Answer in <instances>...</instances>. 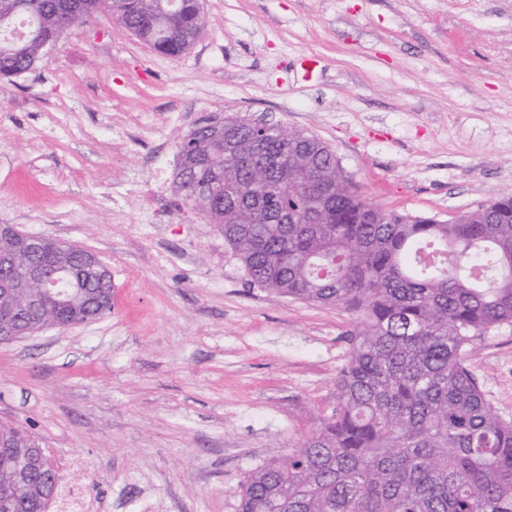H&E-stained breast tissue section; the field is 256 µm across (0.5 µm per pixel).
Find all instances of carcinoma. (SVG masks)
I'll return each instance as SVG.
<instances>
[{"mask_svg":"<svg viewBox=\"0 0 512 512\" xmlns=\"http://www.w3.org/2000/svg\"><path fill=\"white\" fill-rule=\"evenodd\" d=\"M83 13H108L171 56L204 25L201 0H0V76L37 65ZM235 144L190 133L183 201L224 235L247 283L357 315L322 428L248 475L238 512H512V421L466 365L477 332L512 323V193L453 220L387 211L345 188L332 150L233 118ZM75 308L41 317L72 322ZM0 435L37 441L21 426ZM47 456L0 453V512H40Z\"/></svg>","mask_w":512,"mask_h":512,"instance_id":"cac0c4a2","label":"carcinoma"}]
</instances>
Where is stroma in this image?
Instances as JSON below:
<instances>
[{
  "mask_svg": "<svg viewBox=\"0 0 512 512\" xmlns=\"http://www.w3.org/2000/svg\"><path fill=\"white\" fill-rule=\"evenodd\" d=\"M171 57L101 14L0 77V224L111 269V314L0 343V423L28 428L94 512H236L257 467L330 415L356 317L249 288L176 196L210 117L313 134L384 209L462 214L512 190V0H202ZM170 179L155 184L154 171ZM466 364L512 420V325Z\"/></svg>",
  "mask_w": 512,
  "mask_h": 512,
  "instance_id": "35a3bbf8",
  "label": "stroma"
}]
</instances>
